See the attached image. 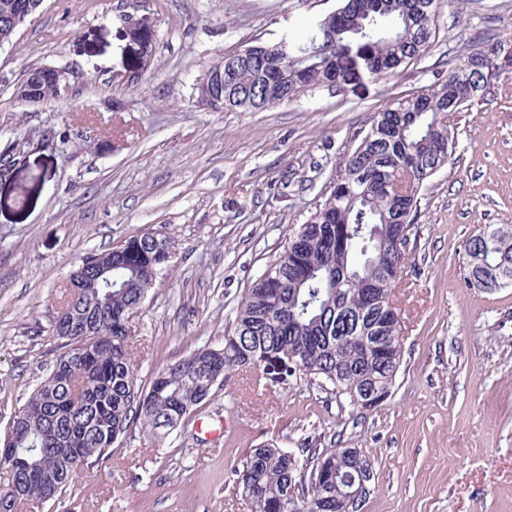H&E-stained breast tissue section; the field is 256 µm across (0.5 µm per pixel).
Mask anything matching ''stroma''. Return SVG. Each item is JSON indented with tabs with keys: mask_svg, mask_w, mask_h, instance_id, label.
<instances>
[{
	"mask_svg": "<svg viewBox=\"0 0 512 512\" xmlns=\"http://www.w3.org/2000/svg\"><path fill=\"white\" fill-rule=\"evenodd\" d=\"M338 0H43L0 45V437L60 352L52 320L83 256L132 236L174 256L134 319L138 377L220 342L251 282L321 203L343 158L390 103L444 80L474 42L512 43V0L442 5L429 52L397 74L355 77L259 112L204 106L196 84L224 54L296 34ZM69 89L14 91L37 67ZM453 163L419 194L395 294L402 366L391 396L353 412L306 382L235 371L184 427L129 431L111 460L35 512H250L231 473L269 440L361 448L375 489L363 512H512V288L464 279L461 245L512 224V69L482 104L451 113Z\"/></svg>",
	"mask_w": 512,
	"mask_h": 512,
	"instance_id": "stroma-1",
	"label": "stroma"
}]
</instances>
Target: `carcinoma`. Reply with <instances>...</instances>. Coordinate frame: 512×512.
<instances>
[{"instance_id": "carcinoma-1", "label": "carcinoma", "mask_w": 512, "mask_h": 512, "mask_svg": "<svg viewBox=\"0 0 512 512\" xmlns=\"http://www.w3.org/2000/svg\"><path fill=\"white\" fill-rule=\"evenodd\" d=\"M23 0H0V45L24 25ZM438 0H372L366 14L317 20L300 34L258 42L224 55L212 72L224 83V111H258L274 85L282 101L317 88L339 87L363 71L388 76L422 58L437 32ZM505 45L470 46L472 66L456 59L445 80L374 114L367 132L342 161L324 203L289 239L240 300L224 341L206 344L138 383L132 359L133 320L157 275L173 256L160 235L133 236L80 260L62 291L56 315L86 335L63 336L50 375L14 413L12 444L25 465L10 470L0 512H25L24 502L62 496L79 472L112 456L133 426L164 438L196 414L232 371L260 368L267 385L310 379L331 386L356 410L371 395L374 409L392 394L401 366V310L385 300L404 268L423 184L455 151L448 113L486 99L484 87ZM33 70L16 87L42 100L54 83ZM488 226L463 243L465 280L475 288L512 287V233L485 242ZM375 475L364 453L308 443L288 451L273 442L251 449L234 471L252 512H356L349 497L358 473Z\"/></svg>"}]
</instances>
